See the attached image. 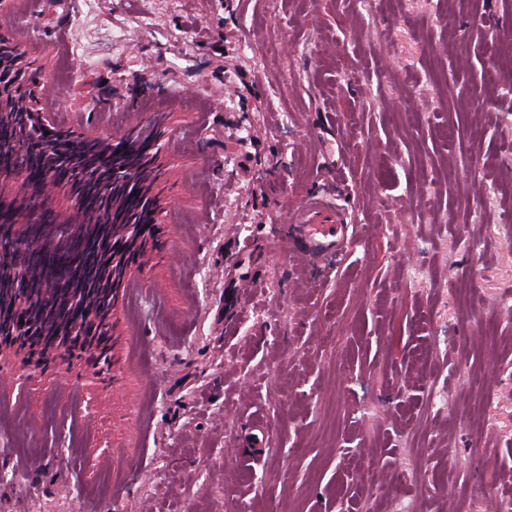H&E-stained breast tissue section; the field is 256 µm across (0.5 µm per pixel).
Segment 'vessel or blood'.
<instances>
[{
    "mask_svg": "<svg viewBox=\"0 0 512 512\" xmlns=\"http://www.w3.org/2000/svg\"><path fill=\"white\" fill-rule=\"evenodd\" d=\"M286 218L288 239L302 261L343 255L358 233L357 225L348 223L345 213L320 195L305 197Z\"/></svg>",
    "mask_w": 512,
    "mask_h": 512,
    "instance_id": "obj_1",
    "label": "vessel or blood"
}]
</instances>
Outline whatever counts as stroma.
<instances>
[{"mask_svg":"<svg viewBox=\"0 0 512 512\" xmlns=\"http://www.w3.org/2000/svg\"><path fill=\"white\" fill-rule=\"evenodd\" d=\"M0 39L55 127L165 133L104 382L0 356V512H500L512 0H0ZM308 193L342 260L275 238Z\"/></svg>","mask_w":512,"mask_h":512,"instance_id":"obj_1","label":"stroma"}]
</instances>
